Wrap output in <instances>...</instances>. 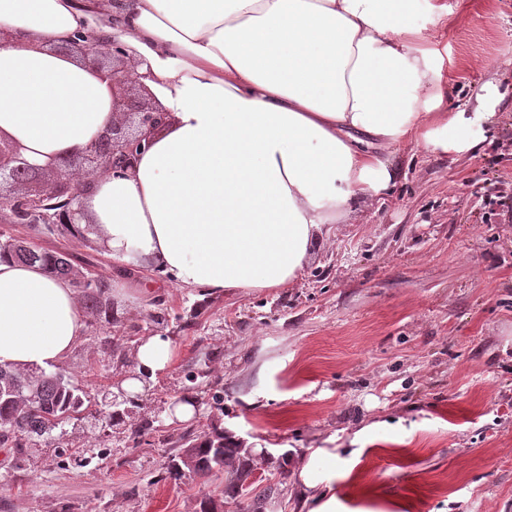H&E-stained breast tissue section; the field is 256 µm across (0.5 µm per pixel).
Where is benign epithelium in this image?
I'll return each mask as SVG.
<instances>
[{
  "mask_svg": "<svg viewBox=\"0 0 512 512\" xmlns=\"http://www.w3.org/2000/svg\"><path fill=\"white\" fill-rule=\"evenodd\" d=\"M66 50L76 53L113 83L121 84V50L116 44L93 43L80 34L68 43ZM164 123L165 113L155 104L148 88L138 83L120 88L112 126L98 141L56 163H30L22 147L0 133V214H7L11 224L79 223L85 218L83 189L67 177L66 168L74 160L82 159L94 171L117 173L132 163L148 134ZM49 201L61 204V209L45 212Z\"/></svg>",
  "mask_w": 512,
  "mask_h": 512,
  "instance_id": "1",
  "label": "benign epithelium"
}]
</instances>
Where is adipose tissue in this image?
<instances>
[{"label":"adipose tissue","mask_w":512,"mask_h":512,"mask_svg":"<svg viewBox=\"0 0 512 512\" xmlns=\"http://www.w3.org/2000/svg\"><path fill=\"white\" fill-rule=\"evenodd\" d=\"M419 2L0 0V132L40 166L89 148L115 94L64 48L79 32L116 42L168 121L127 171L70 172L80 231L184 288H281L325 225L394 185L393 148L461 155L493 135L494 110L448 109L432 41L453 7L436 0L419 25ZM85 327L68 280L0 258V364L51 367ZM172 357L169 338H143L123 390Z\"/></svg>","instance_id":"obj_1"}]
</instances>
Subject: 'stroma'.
Instances as JSON below:
<instances>
[{"label": "stroma", "mask_w": 512, "mask_h": 512, "mask_svg": "<svg viewBox=\"0 0 512 512\" xmlns=\"http://www.w3.org/2000/svg\"><path fill=\"white\" fill-rule=\"evenodd\" d=\"M437 31L452 62L448 109L475 111L486 82L492 144L464 155L407 143L399 178L282 288H182L156 266L121 267L96 243L7 224L73 255L104 281L112 316L54 372L89 402L26 448L0 447V512H200L224 477L171 480L183 435L223 426L250 448L254 476L278 484L263 512H301L296 471L275 461L336 451L321 489L334 512H512V0H447ZM169 337L170 366L133 402L104 412L135 370L143 337ZM192 400L191 420L172 415Z\"/></svg>", "instance_id": "1"}]
</instances>
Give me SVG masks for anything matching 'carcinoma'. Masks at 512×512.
<instances>
[{
    "mask_svg": "<svg viewBox=\"0 0 512 512\" xmlns=\"http://www.w3.org/2000/svg\"><path fill=\"white\" fill-rule=\"evenodd\" d=\"M37 264L51 276L64 277L84 289L88 306L97 314L112 316L107 285L98 280L79 281L70 254L36 249L28 242L6 236L0 239V258ZM85 400L69 380L57 374L24 373L0 365V447L23 448L67 419L83 411ZM224 473V496L236 500L252 476L250 450L224 429L216 427L201 438L180 445L172 458L170 475L179 480L188 474Z\"/></svg>",
    "mask_w": 512,
    "mask_h": 512,
    "instance_id": "carcinoma-1",
    "label": "carcinoma"
}]
</instances>
